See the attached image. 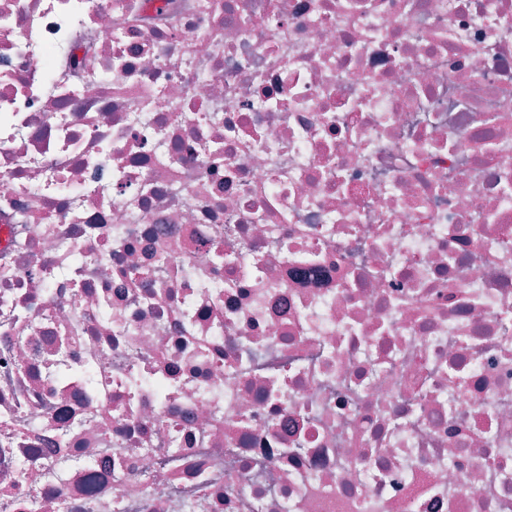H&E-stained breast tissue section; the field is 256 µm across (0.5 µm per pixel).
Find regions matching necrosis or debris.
Returning <instances> with one entry per match:
<instances>
[{"label":"necrosis or debris","mask_w":512,"mask_h":512,"mask_svg":"<svg viewBox=\"0 0 512 512\" xmlns=\"http://www.w3.org/2000/svg\"><path fill=\"white\" fill-rule=\"evenodd\" d=\"M0 512H512V0H0Z\"/></svg>","instance_id":"obj_1"}]
</instances>
